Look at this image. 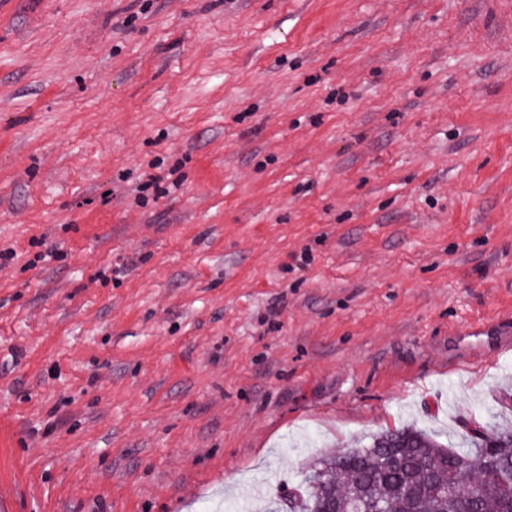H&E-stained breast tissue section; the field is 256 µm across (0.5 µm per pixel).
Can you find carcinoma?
Segmentation results:
<instances>
[{
  "label": "carcinoma",
  "instance_id": "1",
  "mask_svg": "<svg viewBox=\"0 0 512 512\" xmlns=\"http://www.w3.org/2000/svg\"><path fill=\"white\" fill-rule=\"evenodd\" d=\"M472 432L471 447L456 450L414 427L386 430L363 448L336 453L318 461L294 505L303 512H323L328 499L344 508L356 499L364 512H462L473 498L476 512H512V429ZM411 483L416 495L396 492Z\"/></svg>",
  "mask_w": 512,
  "mask_h": 512
}]
</instances>
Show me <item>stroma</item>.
I'll use <instances>...</instances> for the list:
<instances>
[{
  "label": "stroma",
  "instance_id": "obj_1",
  "mask_svg": "<svg viewBox=\"0 0 512 512\" xmlns=\"http://www.w3.org/2000/svg\"><path fill=\"white\" fill-rule=\"evenodd\" d=\"M0 499L289 512L512 426V0H0Z\"/></svg>",
  "mask_w": 512,
  "mask_h": 512
}]
</instances>
